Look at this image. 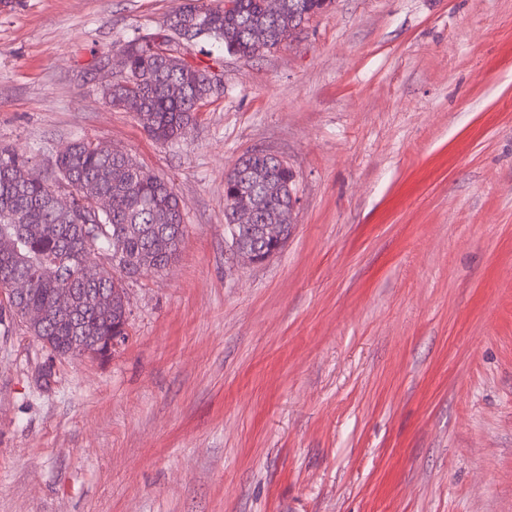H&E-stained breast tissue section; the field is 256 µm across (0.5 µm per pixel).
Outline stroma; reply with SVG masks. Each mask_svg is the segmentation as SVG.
Masks as SVG:
<instances>
[{
    "label": "stroma",
    "mask_w": 512,
    "mask_h": 512,
    "mask_svg": "<svg viewBox=\"0 0 512 512\" xmlns=\"http://www.w3.org/2000/svg\"><path fill=\"white\" fill-rule=\"evenodd\" d=\"M184 2L0 0V148L128 154L186 224L110 356L0 334V512H512V0H333L163 144L97 60ZM256 151L299 200L257 264ZM246 157L248 158L243 164L242 172L240 173L238 170L236 173L230 174L224 181V197L227 207L228 202L232 201L239 192H248L253 195L256 200V219L255 212L247 203L246 198L242 199L239 195L228 207L233 216L229 212L226 213L228 224L225 225L231 246L236 244L238 251L262 254L269 248L267 240L276 246L275 249L262 258L256 256H252L251 259L246 258L252 263H257L275 256L281 250L282 241L279 237V225L271 224L273 221H281L280 224H286L284 227V244L288 240L291 233L289 214L292 207V198L290 191H294L295 194V175L292 169L288 167L287 162L286 166L279 165L264 152H254ZM268 176L277 183L278 190L276 192H269L268 189H265L266 184L263 180ZM287 214L288 223L286 222ZM231 216L232 224H234L233 228H230L232 224H229ZM259 224H266L263 227L265 238L260 232Z\"/></svg>",
    "instance_id": "stroma-1"
}]
</instances>
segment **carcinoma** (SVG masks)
Wrapping results in <instances>:
<instances>
[{
	"mask_svg": "<svg viewBox=\"0 0 512 512\" xmlns=\"http://www.w3.org/2000/svg\"><path fill=\"white\" fill-rule=\"evenodd\" d=\"M331 0H282L277 14L267 0H235V7H211L192 0L171 14L153 33L134 36L119 51L127 69L103 90L113 108L134 114L155 139L185 137L201 102L219 93L207 74L220 58L177 62L157 55L145 44L171 41L193 31L224 52L252 58L275 48L281 35L293 36L324 10ZM75 197L64 204L59 187ZM295 175L262 152L248 155L243 170L224 181V197L232 201L247 192L256 200L252 224L226 228L237 250L261 254L269 248L260 225L285 224L288 240L290 192ZM97 198L110 201L95 211ZM184 204L163 176L137 165L123 153H103L98 146L75 139L56 156L51 174L32 160L0 150V324L22 319L24 311L41 316L26 322L27 332L58 357H98L112 339L128 336V310L122 279L164 268L181 250L185 235ZM110 252L112 266L91 268L88 243Z\"/></svg>",
	"mask_w": 512,
	"mask_h": 512,
	"instance_id": "obj_1",
	"label": "carcinoma"
}]
</instances>
